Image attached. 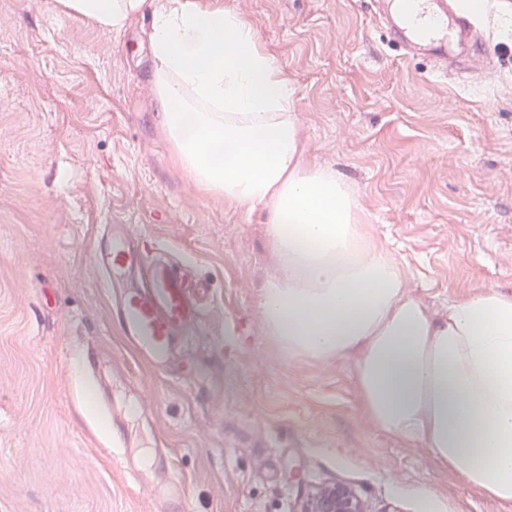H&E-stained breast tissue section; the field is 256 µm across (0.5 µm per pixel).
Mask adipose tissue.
Returning <instances> with one entry per match:
<instances>
[{"instance_id": "ef3b65f1", "label": "adipose tissue", "mask_w": 512, "mask_h": 512, "mask_svg": "<svg viewBox=\"0 0 512 512\" xmlns=\"http://www.w3.org/2000/svg\"><path fill=\"white\" fill-rule=\"evenodd\" d=\"M58 2L114 32L150 16L158 124L178 162L204 193L265 214L278 267L261 287L264 335L292 358L351 362L375 429L512 506V295L484 287L438 317L412 294L354 188L308 159L294 86L235 10Z\"/></svg>"}]
</instances>
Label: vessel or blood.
Segmentation results:
<instances>
[{"label":"vessel or blood","mask_w":512,"mask_h":512,"mask_svg":"<svg viewBox=\"0 0 512 512\" xmlns=\"http://www.w3.org/2000/svg\"><path fill=\"white\" fill-rule=\"evenodd\" d=\"M381 2L383 10L376 20L386 26L392 42L406 55H424L444 73L448 70L450 47L461 42L466 44L471 58L482 60L484 34L476 19L462 9L460 0H428L433 30L427 35L399 15L395 0ZM95 261L114 278L145 267L144 284L123 291L116 319L128 344L155 365H164L174 341L187 340L202 315L192 281L170 263L146 262L138 246L122 233L107 236L105 247L95 254ZM112 455L119 459L133 485L150 496L154 512H168L167 498L145 478L140 465L120 449H113Z\"/></svg>","instance_id":"obj_1"}]
</instances>
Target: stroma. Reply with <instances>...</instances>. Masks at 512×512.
<instances>
[{"label": "stroma", "mask_w": 512, "mask_h": 512, "mask_svg": "<svg viewBox=\"0 0 512 512\" xmlns=\"http://www.w3.org/2000/svg\"><path fill=\"white\" fill-rule=\"evenodd\" d=\"M296 88L312 161L357 189L435 313L512 293V0L480 18L496 70L443 75L403 55L371 0H223ZM147 31L57 0H0V512H152L89 428L98 364L134 454L169 448L171 512H295L354 487L373 512H504L426 448L373 428L348 363L291 359L261 329L275 266L261 210L201 192L147 79ZM189 265L202 319L156 368L125 342L94 262L104 228Z\"/></svg>", "instance_id": "stroma-1"}]
</instances>
